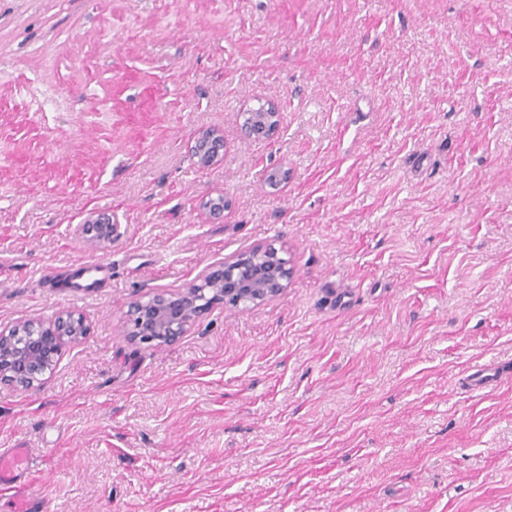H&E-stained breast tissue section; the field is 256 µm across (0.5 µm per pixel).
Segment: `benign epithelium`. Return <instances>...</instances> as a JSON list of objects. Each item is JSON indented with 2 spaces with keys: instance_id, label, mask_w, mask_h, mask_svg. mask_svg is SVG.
<instances>
[{
  "instance_id": "1",
  "label": "benign epithelium",
  "mask_w": 512,
  "mask_h": 512,
  "mask_svg": "<svg viewBox=\"0 0 512 512\" xmlns=\"http://www.w3.org/2000/svg\"><path fill=\"white\" fill-rule=\"evenodd\" d=\"M250 120L241 126L249 139L272 137L279 126L278 105L269 100L261 111L246 107ZM224 133L214 128L198 131L189 144L197 164L210 167L224 158ZM118 225L110 213H92L74 225V237L92 249L112 245ZM291 271L275 247L258 245L201 270L176 292H152L132 301L127 310L130 336L147 344L168 346L179 341L218 304L243 310L283 293ZM89 332L86 320L71 311L51 319H28L0 326V385L25 391L42 388L64 347Z\"/></svg>"
}]
</instances>
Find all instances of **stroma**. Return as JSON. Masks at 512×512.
<instances>
[{"instance_id":"1","label":"stroma","mask_w":512,"mask_h":512,"mask_svg":"<svg viewBox=\"0 0 512 512\" xmlns=\"http://www.w3.org/2000/svg\"><path fill=\"white\" fill-rule=\"evenodd\" d=\"M108 211L107 252L72 236ZM260 244L280 296L131 339L128 302ZM62 310L89 334L0 387L32 466L0 512H512V375L465 383L512 362V0H0V323ZM261 112H256L257 108L245 107L240 112V117H243L244 112H248L250 120L246 126L241 124V129L249 139H267L272 137L279 126V108L274 101H267L261 104ZM224 133L214 128L199 130L189 144V153L197 164L210 167L224 158ZM112 275V268L107 264L100 262H82L78 265V269L64 271L58 276L66 281L69 288L79 291L80 288H87L91 285H104ZM90 280L89 284H82L80 280Z\"/></svg>"}]
</instances>
